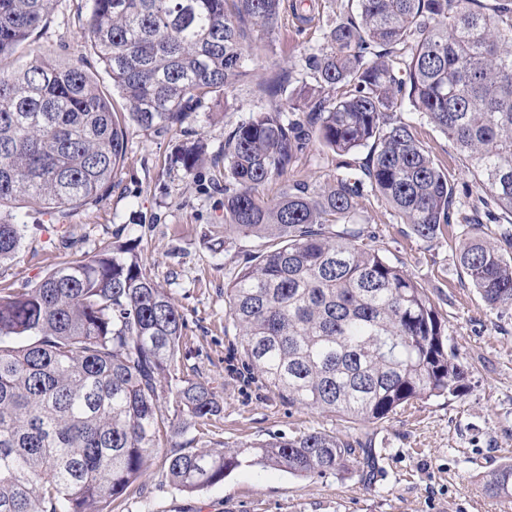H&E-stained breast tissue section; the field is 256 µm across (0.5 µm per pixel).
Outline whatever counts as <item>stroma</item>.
Listing matches in <instances>:
<instances>
[{
  "instance_id": "stroma-1",
  "label": "stroma",
  "mask_w": 512,
  "mask_h": 512,
  "mask_svg": "<svg viewBox=\"0 0 512 512\" xmlns=\"http://www.w3.org/2000/svg\"><path fill=\"white\" fill-rule=\"evenodd\" d=\"M319 2L312 22L288 20L273 34L270 52L251 63V76L205 100L192 118L162 131L131 130L125 159L96 202L62 213L29 211L22 248L0 265V288H27L58 262L93 252L100 242H133L185 319L179 365L215 388L220 408L206 424L163 444L139 490L115 502L113 512H512V498L484 488L493 471L512 462V306L489 307L462 272L461 224L421 240L373 194L357 205V222L377 233L386 257L404 266L439 309L448 343L468 367L460 397L416 401L375 424L344 420L288 405L251 375L238 351L224 290L255 253L276 243L224 231V137L266 105L258 91L263 78L288 72V97L309 81L305 59L321 52L323 33L345 0ZM89 8L90 0H59L43 27L0 57V70H21L41 55L82 66L103 93H111L112 80L84 30ZM414 125L457 181L471 182L447 137L424 120ZM197 142L204 160L189 175L177 156ZM335 174V154L312 143L292 171L267 181L259 194L274 200L287 185L315 189ZM314 428L366 443L378 460L373 481L355 471L295 477L244 465L220 484L187 492L167 473V455L186 444L229 453Z\"/></svg>"
}]
</instances>
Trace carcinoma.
Listing matches in <instances>:
<instances>
[{"mask_svg": "<svg viewBox=\"0 0 512 512\" xmlns=\"http://www.w3.org/2000/svg\"><path fill=\"white\" fill-rule=\"evenodd\" d=\"M309 59L313 84L278 100L282 74L259 82L267 107L224 137V213L233 230L279 247L244 267L224 294L245 365L301 406L377 423L414 400L457 396L467 369L448 351L435 304L354 223L365 186L422 240L453 223L452 172L437 163L401 108L425 118L471 165L459 265L491 308L512 306V8L481 0H349ZM57 0H0V57L41 25ZM284 0H91L86 29L115 110L77 65L36 58L0 71V212L20 204L73 210L112 186L132 128L183 124L203 101L250 76L287 16ZM341 158L370 151L364 177L338 173L317 190L297 184L267 202L260 185L293 168L312 140ZM180 155L187 174L202 161ZM500 225L502 244L484 239ZM335 224L329 232L326 226ZM27 224L0 218V264ZM185 321L128 242L73 255L34 286L0 288V512H112L176 425L219 411L208 385L179 376ZM249 465L297 477L353 468L335 435L308 431L232 453L182 448L166 460L183 491L214 486ZM512 497V462L487 480Z\"/></svg>", "mask_w": 512, "mask_h": 512, "instance_id": "obj_1", "label": "carcinoma"}]
</instances>
